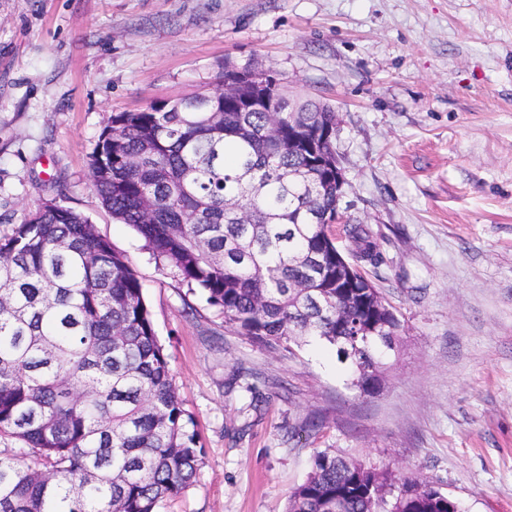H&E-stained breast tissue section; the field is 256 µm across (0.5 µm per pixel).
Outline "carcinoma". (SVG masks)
Segmentation results:
<instances>
[{
  "label": "carcinoma",
  "instance_id": "obj_1",
  "mask_svg": "<svg viewBox=\"0 0 512 512\" xmlns=\"http://www.w3.org/2000/svg\"><path fill=\"white\" fill-rule=\"evenodd\" d=\"M218 80H259L224 62ZM161 112L112 114L90 163L91 187L164 269L200 289L224 322L271 349L316 337L370 393L397 351L400 320L358 268L336 263L324 219L336 213V112L314 101L289 122L197 93ZM299 143L288 147V136ZM358 261L380 262L369 231L343 227ZM0 512H160L203 463L138 276L90 220L43 200L0 236ZM460 512L419 476L315 452L287 512Z\"/></svg>",
  "mask_w": 512,
  "mask_h": 512
}]
</instances>
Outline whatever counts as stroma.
<instances>
[{"label":"stroma","instance_id":"obj_1","mask_svg":"<svg viewBox=\"0 0 512 512\" xmlns=\"http://www.w3.org/2000/svg\"><path fill=\"white\" fill-rule=\"evenodd\" d=\"M227 60L339 115L343 205L401 321L374 394L315 340L226 325L91 188L113 113ZM51 198L127 257L196 421L204 463L161 512H287L325 448L512 512V0H0V235Z\"/></svg>","mask_w":512,"mask_h":512}]
</instances>
